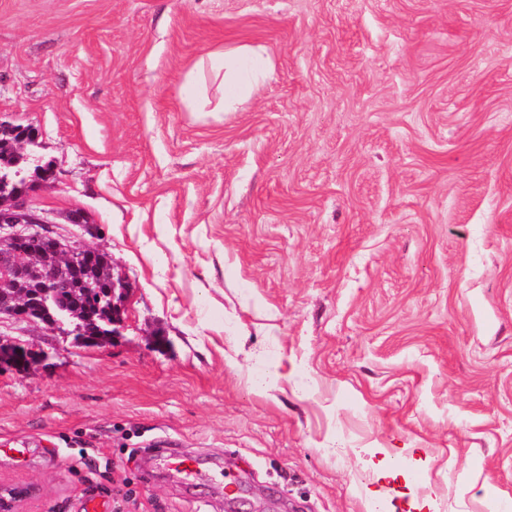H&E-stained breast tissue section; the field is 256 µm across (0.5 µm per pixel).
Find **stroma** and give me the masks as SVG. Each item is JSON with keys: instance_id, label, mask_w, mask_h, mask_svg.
Masks as SVG:
<instances>
[{"instance_id": "obj_1", "label": "stroma", "mask_w": 512, "mask_h": 512, "mask_svg": "<svg viewBox=\"0 0 512 512\" xmlns=\"http://www.w3.org/2000/svg\"><path fill=\"white\" fill-rule=\"evenodd\" d=\"M0 119L129 286L95 346L0 314L23 512H512V0H0ZM216 55L222 60L220 68L224 69V75L222 76L224 89L222 110L224 107L229 109L251 91L249 79L243 76L244 71L248 68L253 72L259 71L264 65V59L260 48L247 46L217 53ZM35 363L32 349L17 341H1L0 343V366L8 365L15 369L19 368L28 372Z\"/></svg>"}]
</instances>
